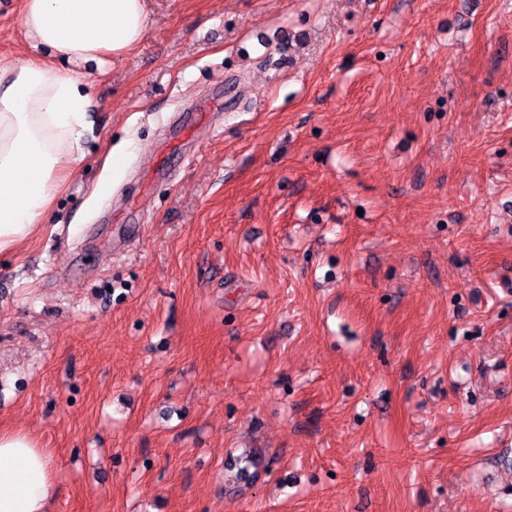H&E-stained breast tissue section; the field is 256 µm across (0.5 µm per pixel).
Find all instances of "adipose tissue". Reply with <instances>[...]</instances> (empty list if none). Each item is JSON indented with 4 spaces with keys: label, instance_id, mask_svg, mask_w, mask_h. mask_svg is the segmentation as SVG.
<instances>
[{
    "label": "adipose tissue",
    "instance_id": "adipose-tissue-1",
    "mask_svg": "<svg viewBox=\"0 0 512 512\" xmlns=\"http://www.w3.org/2000/svg\"><path fill=\"white\" fill-rule=\"evenodd\" d=\"M26 37L74 63L130 52L147 30L146 0H24ZM91 99L46 62L0 63V253L32 237L82 160ZM51 454L30 435L0 431V512H50Z\"/></svg>",
    "mask_w": 512,
    "mask_h": 512
}]
</instances>
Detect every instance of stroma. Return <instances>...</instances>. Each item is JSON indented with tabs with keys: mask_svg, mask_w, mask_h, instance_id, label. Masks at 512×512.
Returning a JSON list of instances; mask_svg holds the SVG:
<instances>
[{
	"mask_svg": "<svg viewBox=\"0 0 512 512\" xmlns=\"http://www.w3.org/2000/svg\"><path fill=\"white\" fill-rule=\"evenodd\" d=\"M22 6L93 99L0 254L50 512H512V0H147L80 65Z\"/></svg>",
	"mask_w": 512,
	"mask_h": 512,
	"instance_id": "obj_1",
	"label": "stroma"
}]
</instances>
